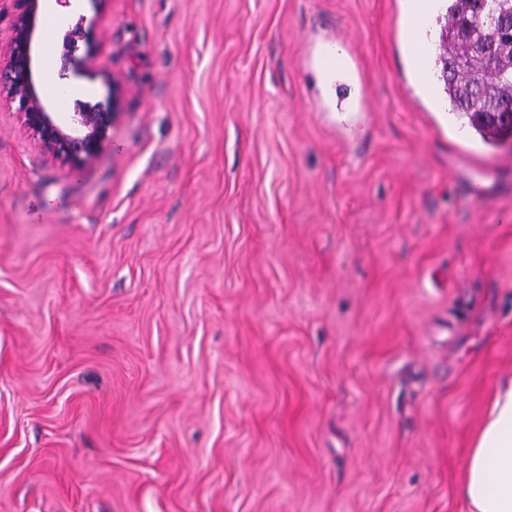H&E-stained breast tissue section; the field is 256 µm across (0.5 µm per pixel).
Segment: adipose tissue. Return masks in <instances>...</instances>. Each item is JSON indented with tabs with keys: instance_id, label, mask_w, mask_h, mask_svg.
I'll use <instances>...</instances> for the list:
<instances>
[{
	"instance_id": "adipose-tissue-1",
	"label": "adipose tissue",
	"mask_w": 512,
	"mask_h": 512,
	"mask_svg": "<svg viewBox=\"0 0 512 512\" xmlns=\"http://www.w3.org/2000/svg\"><path fill=\"white\" fill-rule=\"evenodd\" d=\"M407 43L420 56L436 0H401ZM460 493L469 512H512V377L496 388L470 449Z\"/></svg>"
}]
</instances>
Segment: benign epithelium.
I'll list each match as a JSON object with an SVG mask.
<instances>
[{
	"mask_svg": "<svg viewBox=\"0 0 512 512\" xmlns=\"http://www.w3.org/2000/svg\"><path fill=\"white\" fill-rule=\"evenodd\" d=\"M42 0H14L10 60L0 70V86L8 89L25 123L42 150L63 164H87L98 155L111 126L122 115L124 87L118 76L105 73L111 89L107 105L88 108L80 104L70 112L68 122H58L47 110L34 83L32 58Z\"/></svg>",
	"mask_w": 512,
	"mask_h": 512,
	"instance_id": "benign-epithelium-1",
	"label": "benign epithelium"
}]
</instances>
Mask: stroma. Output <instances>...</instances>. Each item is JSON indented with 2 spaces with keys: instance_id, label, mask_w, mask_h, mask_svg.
Wrapping results in <instances>:
<instances>
[{
  "instance_id": "35a3bbf8",
  "label": "stroma",
  "mask_w": 512,
  "mask_h": 512,
  "mask_svg": "<svg viewBox=\"0 0 512 512\" xmlns=\"http://www.w3.org/2000/svg\"><path fill=\"white\" fill-rule=\"evenodd\" d=\"M57 13L123 114L65 165L0 89V512H469L512 146L418 94L400 0Z\"/></svg>"
}]
</instances>
